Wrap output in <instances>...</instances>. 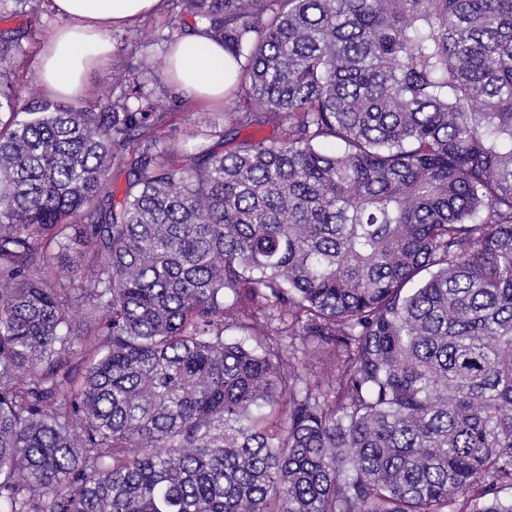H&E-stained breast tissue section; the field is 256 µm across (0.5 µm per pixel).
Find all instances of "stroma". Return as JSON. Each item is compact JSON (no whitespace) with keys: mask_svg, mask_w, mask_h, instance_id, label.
Instances as JSON below:
<instances>
[{"mask_svg":"<svg viewBox=\"0 0 512 512\" xmlns=\"http://www.w3.org/2000/svg\"><path fill=\"white\" fill-rule=\"evenodd\" d=\"M37 4L39 13L34 18L15 13L9 0L0 5V31L10 29L23 33L19 40L21 50L11 60L9 79L24 101L41 95L37 80L41 50L48 35L67 23L66 18L53 9L52 0H37ZM177 14L172 0H166L160 12L132 26L112 30L110 38L115 53L89 75L82 98L92 100L97 88L103 84L120 87L125 76L138 78L144 93L162 96L167 117L159 128V135L167 148L180 155L198 145V127L206 124L223 126L224 111L217 108L198 113L193 106L174 98L169 92L171 84L162 61L167 47L165 36Z\"/></svg>","mask_w":512,"mask_h":512,"instance_id":"35a3bbf8","label":"stroma"}]
</instances>
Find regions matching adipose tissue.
<instances>
[{
	"instance_id": "adipose-tissue-1",
	"label": "adipose tissue",
	"mask_w": 512,
	"mask_h": 512,
	"mask_svg": "<svg viewBox=\"0 0 512 512\" xmlns=\"http://www.w3.org/2000/svg\"><path fill=\"white\" fill-rule=\"evenodd\" d=\"M161 2L53 0L54 9L68 16L71 24L47 40L38 67L40 86L59 98L78 96L85 71L100 65L111 54L112 29L156 11ZM228 68L223 47L191 31L165 57L166 73L173 85L208 107L223 105Z\"/></svg>"
}]
</instances>
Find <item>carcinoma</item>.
Instances as JSON below:
<instances>
[{
  "mask_svg": "<svg viewBox=\"0 0 512 512\" xmlns=\"http://www.w3.org/2000/svg\"><path fill=\"white\" fill-rule=\"evenodd\" d=\"M173 3L224 152L0 32V512H512V0Z\"/></svg>",
  "mask_w": 512,
  "mask_h": 512,
  "instance_id": "1",
  "label": "carcinoma"
}]
</instances>
